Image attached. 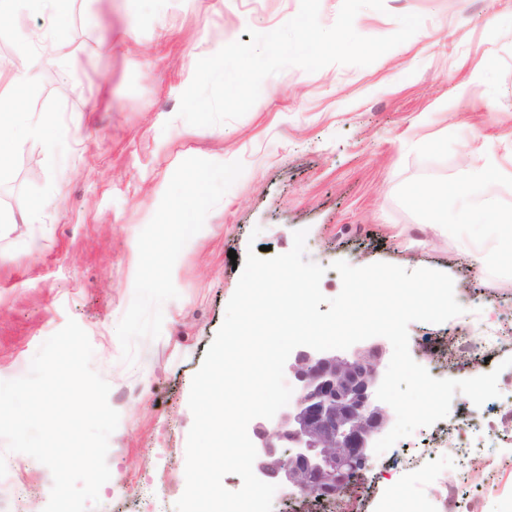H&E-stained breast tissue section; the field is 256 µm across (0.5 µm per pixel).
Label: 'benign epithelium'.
Returning a JSON list of instances; mask_svg holds the SVG:
<instances>
[{
	"instance_id": "benign-epithelium-1",
	"label": "benign epithelium",
	"mask_w": 512,
	"mask_h": 512,
	"mask_svg": "<svg viewBox=\"0 0 512 512\" xmlns=\"http://www.w3.org/2000/svg\"><path fill=\"white\" fill-rule=\"evenodd\" d=\"M382 348L363 355L298 350L285 370L295 395L274 418L256 422L255 475L294 495L331 500L367 469L389 417L376 397Z\"/></svg>"
}]
</instances>
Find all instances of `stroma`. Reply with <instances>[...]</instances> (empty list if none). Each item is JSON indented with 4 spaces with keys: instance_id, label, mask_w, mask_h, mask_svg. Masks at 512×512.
I'll return each mask as SVG.
<instances>
[{
    "instance_id": "35a3bbf8",
    "label": "stroma",
    "mask_w": 512,
    "mask_h": 512,
    "mask_svg": "<svg viewBox=\"0 0 512 512\" xmlns=\"http://www.w3.org/2000/svg\"><path fill=\"white\" fill-rule=\"evenodd\" d=\"M384 3L357 14V33L390 35L409 13L423 16L421 29L367 66L288 67L263 81L241 118L195 127L178 112L197 61L283 25L300 0H72L56 35L74 53L24 105L69 133L51 150L23 142L0 171V211L53 200L21 233H0V380L26 375L67 320L87 333L92 367L120 414L106 458L112 480L88 512H174L186 487L192 378L237 287L232 260L249 244L275 256L306 230V257L325 266L329 298L342 289L331 268L338 260L447 273L467 314L409 325L420 365L447 353L456 327L482 342L512 334V267L492 258L471 270L460 239L410 200L414 187L467 182L493 160L503 174L467 200L492 201L512 220V0ZM189 170L206 183L197 232L168 254L157 280L137 250L160 240V218ZM510 356L512 345L486 361L459 357L444 376L496 369L506 390L512 367L501 363ZM439 435L421 427L375 456L341 502L277 489L274 512H383L391 479L425 512H444L451 488L478 500L479 512H512V445L482 434L490 467L474 471ZM0 461L25 485L20 500L0 485V512H43L50 470L2 440Z\"/></svg>"
}]
</instances>
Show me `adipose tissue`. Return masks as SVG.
Listing matches in <instances>:
<instances>
[{
    "label": "adipose tissue",
    "mask_w": 512,
    "mask_h": 512,
    "mask_svg": "<svg viewBox=\"0 0 512 512\" xmlns=\"http://www.w3.org/2000/svg\"><path fill=\"white\" fill-rule=\"evenodd\" d=\"M70 0H0V17L8 10H39L48 12L49 25H34L22 32L16 41L12 67L0 72V169L11 162L20 141L37 140L46 146H53L65 133L64 128L52 116L31 118L22 109V102L36 88L39 74L50 71L58 62L69 56L66 43L58 40L54 28L67 22ZM187 186L184 197L171 206L164 215L167 226L164 245H150L142 248V260L148 266L161 264L165 256L183 244L194 233L195 227L189 222V213L199 204L206 192L202 175L192 171L185 173ZM465 186L447 189H416L412 194L413 203L436 218L438 229L445 234L462 237L465 229L473 224L492 225V238L496 243L494 252L512 257V224L498 221L490 209L475 211L464 206L456 212L448 210V196L464 194ZM491 252V253H494ZM490 252L477 243L471 244L465 253L471 267L482 268L489 260Z\"/></svg>",
    "instance_id": "adipose-tissue-1"
}]
</instances>
